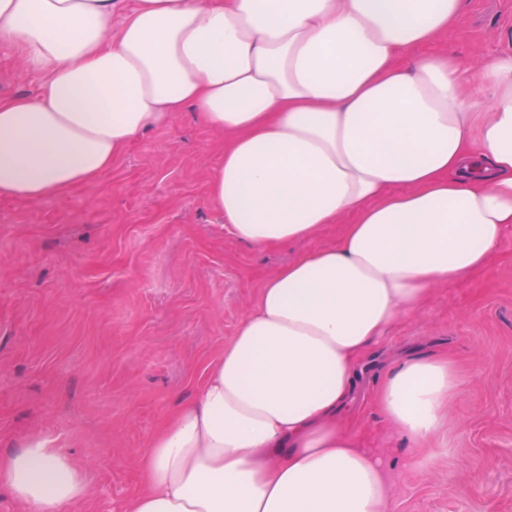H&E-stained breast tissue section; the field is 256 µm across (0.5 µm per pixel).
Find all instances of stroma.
Segmentation results:
<instances>
[{"label":"stroma","mask_w":512,"mask_h":512,"mask_svg":"<svg viewBox=\"0 0 512 512\" xmlns=\"http://www.w3.org/2000/svg\"><path fill=\"white\" fill-rule=\"evenodd\" d=\"M434 52L473 66L512 56V0H464ZM41 74L0 52V96L37 95ZM224 137L194 109L145 130L98 184L38 202L0 199V451L40 431L89 473L74 512H122L144 488L136 458L206 373L263 283L334 243L238 241L209 196ZM448 356L463 386L418 468L371 397L389 368ZM350 408L362 447L391 463L393 512H512V234L492 264L436 287L368 351Z\"/></svg>","instance_id":"35a3bbf8"}]
</instances>
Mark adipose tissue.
<instances>
[{"label": "adipose tissue", "mask_w": 512, "mask_h": 512, "mask_svg": "<svg viewBox=\"0 0 512 512\" xmlns=\"http://www.w3.org/2000/svg\"><path fill=\"white\" fill-rule=\"evenodd\" d=\"M0 0V48L45 78L0 97V198L96 185L134 138L191 107L227 134L209 194L237 240H303L352 212L332 246L263 285L196 398L136 460L127 512H390L389 466L340 414L369 345L437 285L490 266L512 232V57L472 94L425 48L462 0ZM461 379L410 358L375 391L415 443ZM22 512H70L86 470L49 435L0 453Z\"/></svg>", "instance_id": "1"}]
</instances>
